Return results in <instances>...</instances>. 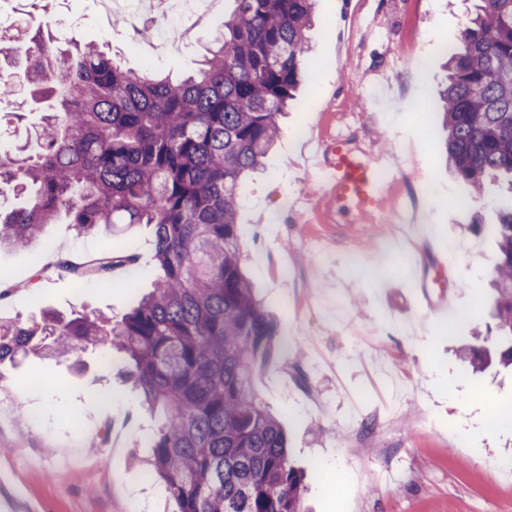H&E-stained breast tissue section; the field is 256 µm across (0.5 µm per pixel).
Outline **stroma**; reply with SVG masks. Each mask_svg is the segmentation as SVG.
Here are the masks:
<instances>
[{
  "label": "stroma",
  "instance_id": "1",
  "mask_svg": "<svg viewBox=\"0 0 512 512\" xmlns=\"http://www.w3.org/2000/svg\"><path fill=\"white\" fill-rule=\"evenodd\" d=\"M477 0H316L304 86L280 118L264 168L244 184L237 231L247 276L277 325L273 357L253 377L260 399L281 421L295 464L308 475V512H512V369L468 372L463 347L485 335L491 274L498 257V217L489 199L458 209L468 187L451 175L437 126L419 131L415 105L447 82L445 50ZM70 14L85 39L126 68L193 73L214 36L189 32L187 49L157 53L126 12L111 18L96 0H0V22L33 30ZM423 60L421 76L408 64ZM310 134L294 140L292 132ZM369 153L401 158L407 173L396 195L440 202L423 217L434 230L419 242L425 256L457 251L449 268L451 312L408 311L407 264L394 256L384 223L336 220V207L304 156L336 135ZM49 248L0 249V275L15 288L0 303V323L29 324L52 312L70 319L121 317L150 279L128 287V269L111 284L75 285L65 263L115 251L152 256L153 229L119 234L46 225ZM121 353L77 351L62 359L34 355L0 364V390L14 400L0 410V464L14 468L43 512H177L159 481L149 479L145 435L157 420L125 378ZM121 429L120 448L95 447L105 427Z\"/></svg>",
  "mask_w": 512,
  "mask_h": 512
}]
</instances>
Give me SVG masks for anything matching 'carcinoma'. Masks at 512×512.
<instances>
[{"mask_svg":"<svg viewBox=\"0 0 512 512\" xmlns=\"http://www.w3.org/2000/svg\"><path fill=\"white\" fill-rule=\"evenodd\" d=\"M314 0H234L222 35L193 75L139 76L58 20L23 40L26 68L0 98L25 89L42 112L37 150L0 153V185L23 204L0 211V247L36 241L60 214L80 232L153 227L152 290L120 318L46 316L0 325V364L123 352L128 378L164 419L147 439L148 474L178 512H304L306 475L253 388L276 325L241 264L244 176L263 164L279 116L303 78ZM427 123L447 132L454 175L483 199L486 179L512 185V0H479L449 48L448 84ZM494 326L464 353L474 370L512 366V195L499 201ZM134 254L107 253L73 279L107 282Z\"/></svg>","mask_w":512,"mask_h":512,"instance_id":"cac0c4a2","label":"carcinoma"}]
</instances>
